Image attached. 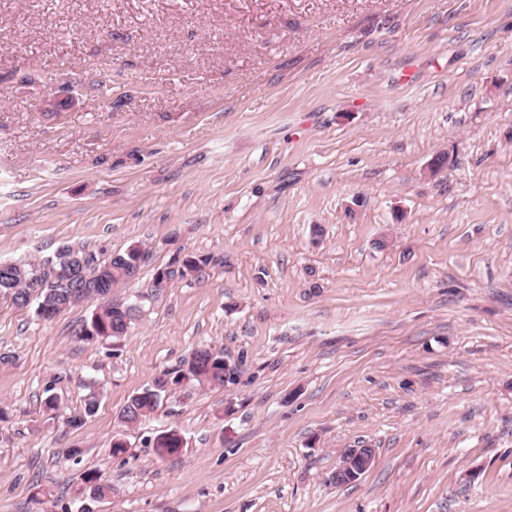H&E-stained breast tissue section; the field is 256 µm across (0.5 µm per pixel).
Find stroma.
<instances>
[{
	"label": "stroma",
	"instance_id": "stroma-1",
	"mask_svg": "<svg viewBox=\"0 0 512 512\" xmlns=\"http://www.w3.org/2000/svg\"><path fill=\"white\" fill-rule=\"evenodd\" d=\"M65 243L141 311L0 297V512H512V0H0V261ZM130 305L132 304L107 301L97 307L86 324L87 328H84V339L87 341L112 339V342L122 340L134 319L128 310ZM127 318H129L128 324H126ZM231 368L227 362L224 374L223 351L210 348V351L200 357L197 364H190L189 369L183 365L182 368L166 371L154 380L152 386L131 396L120 417L126 426L136 424L155 409L162 396L166 395L173 385H178L184 380L223 385L224 378L228 380L232 376ZM343 459L348 462H341L336 469V473L333 475L336 484L357 480L370 467L373 454H369L366 448H351L344 452Z\"/></svg>",
	"mask_w": 512,
	"mask_h": 512
}]
</instances>
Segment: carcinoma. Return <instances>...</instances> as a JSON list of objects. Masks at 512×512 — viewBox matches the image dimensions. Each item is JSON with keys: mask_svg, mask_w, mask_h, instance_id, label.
Wrapping results in <instances>:
<instances>
[{"mask_svg": "<svg viewBox=\"0 0 512 512\" xmlns=\"http://www.w3.org/2000/svg\"><path fill=\"white\" fill-rule=\"evenodd\" d=\"M142 258L143 250L136 246L123 253H118L116 257H111L98 265L85 286L55 273L47 259L16 263L14 264L15 270L22 273L27 280L35 279L36 287L23 285L15 289L11 285L6 286L0 283V295L11 299L12 304L17 306L19 305L17 299L19 293H25L28 301L34 300L39 305L48 295L52 294L56 298L59 310L63 311L74 305L70 295L73 289L77 288L81 290L83 298L86 300L104 301V304L93 311L90 321L86 324L84 339L87 341L110 339L118 342L126 335L128 329L126 319L132 318V315L128 310L129 304L109 301L107 297L112 293L114 285L127 280L131 270L140 267ZM184 380H195L199 383L214 385L224 384V352L212 348L200 357L198 363L190 365V368L182 367L164 372L154 380L152 386L130 397L121 411L122 421L129 425L140 422L155 409L162 396L166 395L172 386L178 385ZM97 404V398L89 396L85 400L84 406L68 418V424L72 427L81 426L86 418L95 414ZM182 446V437L175 430L155 438L153 442V447L160 455L174 454ZM84 480L88 490L94 491L97 496L111 490V487L104 482L100 471L95 468L85 472Z\"/></svg>", "mask_w": 512, "mask_h": 512, "instance_id": "carcinoma-1", "label": "carcinoma"}]
</instances>
